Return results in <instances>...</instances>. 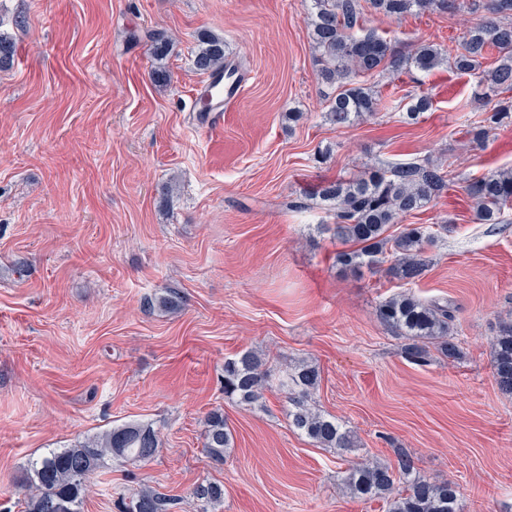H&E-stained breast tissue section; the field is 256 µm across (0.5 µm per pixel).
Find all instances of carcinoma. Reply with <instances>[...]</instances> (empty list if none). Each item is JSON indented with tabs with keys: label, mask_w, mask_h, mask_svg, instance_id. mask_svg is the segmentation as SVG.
I'll use <instances>...</instances> for the list:
<instances>
[{
	"label": "carcinoma",
	"mask_w": 512,
	"mask_h": 512,
	"mask_svg": "<svg viewBox=\"0 0 512 512\" xmlns=\"http://www.w3.org/2000/svg\"><path fill=\"white\" fill-rule=\"evenodd\" d=\"M310 38L318 53L322 82L334 87L326 116L338 127L357 118L400 104L386 100L357 78L375 74L398 75L408 68L430 72L446 63L461 73L477 76L480 99L492 105L482 125L471 130L472 142H483L492 126L512 118V0H479L484 14L458 46L437 47L419 44L410 53H400L391 41L364 28L370 11L399 19L428 9L460 11L459 0H311ZM198 50L193 67L209 77L221 72L232 78L237 66L228 60L224 38L209 31L198 34ZM498 57L484 66L490 50ZM432 100L425 94L407 103L406 115L414 120L430 110ZM451 172L414 161L394 165H368L351 179L321 184L317 197L333 218L334 236L349 245L336 253V264L355 269L382 267L407 284L421 280L429 267L426 245L434 234L422 224H408L396 236L388 234L398 224L419 212L432 198L453 183ZM464 191L472 199L474 221L500 224L512 207V169L497 171L466 181ZM376 316L384 325L405 337L402 353L413 363L426 360V344L435 342L442 355L457 359L461 351L452 336L453 310L438 302H423L411 292H402L381 302ZM494 377L500 390L512 394V321L503 322L489 342ZM272 378L266 362L254 351H245L224 361V396L251 404L261 398ZM320 370L302 364L279 379V387L289 393L292 409L289 425L324 448H350L349 432L334 417L308 404V396L320 383ZM233 436L224 420V410L209 412L204 448L215 462H224ZM160 445L158 432L149 424L127 422L102 435L52 448L29 460L21 484L23 512H81L87 480L108 457L149 461ZM405 481L403 490L396 483ZM343 485L354 499H381L387 512H463L458 485L451 481L433 483L416 476L415 461L399 448L392 465L358 462L343 476ZM193 496L208 506L224 500V488L215 482L198 484ZM172 499L153 489L132 497L126 512H169Z\"/></svg>",
	"instance_id": "carcinoma-1"
}]
</instances>
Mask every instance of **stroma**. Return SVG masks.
<instances>
[{"label": "stroma", "mask_w": 512, "mask_h": 512, "mask_svg": "<svg viewBox=\"0 0 512 512\" xmlns=\"http://www.w3.org/2000/svg\"><path fill=\"white\" fill-rule=\"evenodd\" d=\"M308 0H0L14 62L0 70V512H21L30 459L125 422L152 425L147 462L106 459L82 512H119L150 487L170 512H199L194 488L224 487L211 512H385L342 477L408 450L421 478L455 481L464 512H512V395L488 340L512 315V213L477 224L467 179L512 169V122L483 143L475 76L449 65L372 78L389 95L429 93L418 120L381 112L346 128L324 116ZM475 12L366 18L401 52L462 41ZM223 36L246 76L221 126L184 103L203 77L197 35ZM164 32L169 49L152 53ZM164 67L167 84L153 81ZM455 174L413 224L431 226L415 295L455 309L463 355L407 361L376 316L402 290L384 270L345 271L317 187L374 162ZM169 186L167 202L159 189ZM300 198L307 207L287 209ZM24 269H17V262ZM178 292L181 306H158ZM253 350L280 372L321 380L310 403L355 439L323 448L288 423L287 394L224 396V361ZM234 437L223 462L204 448L215 407Z\"/></svg>", "instance_id": "obj_1"}]
</instances>
